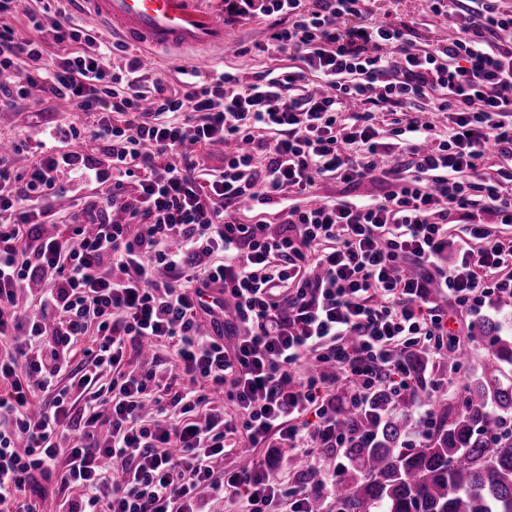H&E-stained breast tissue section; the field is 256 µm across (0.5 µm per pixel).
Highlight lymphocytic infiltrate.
Instances as JSON below:
<instances>
[{
	"mask_svg": "<svg viewBox=\"0 0 512 512\" xmlns=\"http://www.w3.org/2000/svg\"><path fill=\"white\" fill-rule=\"evenodd\" d=\"M18 2L0 0V108L36 87L85 120L48 126L25 173L11 163L25 141L0 153V183L12 185L0 194V512H38L55 477L67 492L55 512H207L227 490L240 512H280L286 498L311 512L327 483L285 487L274 450L344 460L354 434L343 414L384 388L417 390L408 351L441 354L472 335L436 294L472 316L512 297V243L490 239L476 213L485 199L512 224V182L482 172L488 152L512 158V0H423L453 35L422 49L400 0H223L225 23L268 22L258 52L291 66L247 79L185 69L175 84L139 56L113 62L111 39L54 0L28 12L33 36H18L6 21ZM49 45L51 69L20 72ZM379 112L392 141L379 139ZM424 112L448 113L450 138ZM85 138L91 150H72ZM218 144L219 171L201 160ZM62 172L81 207L47 235ZM324 178L395 187L370 203L293 204ZM247 201L278 205L280 222H240ZM459 213L464 232L449 234ZM165 342L189 379L174 395L157 368L125 366ZM107 368L111 384L96 388ZM213 392L242 419L214 409L196 420ZM239 431L272 452L216 477Z\"/></svg>",
	"mask_w": 512,
	"mask_h": 512,
	"instance_id": "f902f5d3",
	"label": "lymphocytic infiltrate"
}]
</instances>
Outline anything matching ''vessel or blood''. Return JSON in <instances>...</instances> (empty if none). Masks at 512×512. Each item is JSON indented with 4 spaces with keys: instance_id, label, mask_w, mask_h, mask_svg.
<instances>
[{
    "instance_id": "vessel-or-blood-1",
    "label": "vessel or blood",
    "mask_w": 512,
    "mask_h": 512,
    "mask_svg": "<svg viewBox=\"0 0 512 512\" xmlns=\"http://www.w3.org/2000/svg\"><path fill=\"white\" fill-rule=\"evenodd\" d=\"M83 13L104 23L127 45L143 50L223 45L224 19L210 0H77Z\"/></svg>"
}]
</instances>
